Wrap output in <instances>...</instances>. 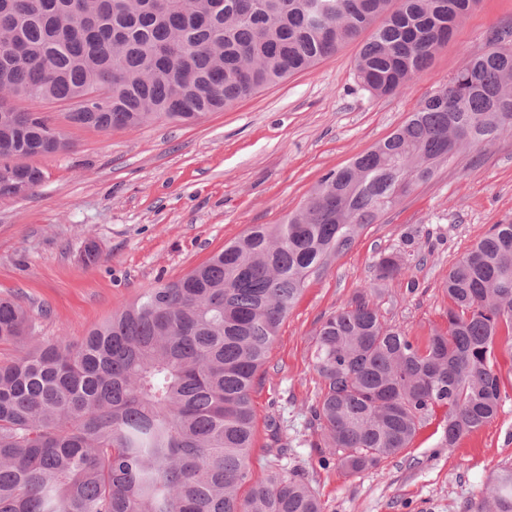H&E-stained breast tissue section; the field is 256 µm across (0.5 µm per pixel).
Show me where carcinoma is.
Masks as SVG:
<instances>
[{"label":"carcinoma","mask_w":512,"mask_h":512,"mask_svg":"<svg viewBox=\"0 0 512 512\" xmlns=\"http://www.w3.org/2000/svg\"><path fill=\"white\" fill-rule=\"evenodd\" d=\"M478 0H0V199L54 153L46 112L68 106L101 131L190 122L233 106L370 33L355 75L375 95L405 91ZM463 60L396 131L327 173L282 224H260L183 277L144 290L81 342H44L32 312L0 299V512H324L304 475L253 477L251 391L308 280L350 249L463 147L512 131V31ZM105 102L78 115V98ZM405 275L379 258L375 279ZM448 319L425 344L384 322L360 289L315 336L323 386L309 406L323 462L350 474L409 446L436 409L440 447L493 421L498 354L512 359V223L496 224L448 270ZM252 482L247 496L239 489ZM469 512H512V463Z\"/></svg>","instance_id":"cac0c4a2"}]
</instances>
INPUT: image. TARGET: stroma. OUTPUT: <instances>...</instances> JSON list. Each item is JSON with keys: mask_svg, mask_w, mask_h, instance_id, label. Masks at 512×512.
Wrapping results in <instances>:
<instances>
[{"mask_svg": "<svg viewBox=\"0 0 512 512\" xmlns=\"http://www.w3.org/2000/svg\"><path fill=\"white\" fill-rule=\"evenodd\" d=\"M512 27V0H480L406 92L375 96L355 78L359 43L190 123L165 119L134 130L77 127L62 106L11 98L51 113L67 150L31 158L42 184L0 199V298L40 311L44 340L80 341L144 288L178 279L257 224H280L328 172L347 165L401 126L489 34ZM512 222V134L467 147L441 164L395 208L368 225L351 249L310 278L282 322L251 393L249 469L306 474L324 512H466L489 477L512 462V360L500 356L503 402L490 424L448 450L444 409L408 448L349 475L322 462L307 425L320 379L314 338L322 321L374 280L382 255L405 258L404 277L377 282L384 321L426 342L445 325L449 267L496 224ZM96 263L83 260L86 245ZM415 279V292L406 289ZM279 417L299 445L280 453L269 428Z\"/></svg>", "mask_w": 512, "mask_h": 512, "instance_id": "obj_1", "label": "stroma"}]
</instances>
